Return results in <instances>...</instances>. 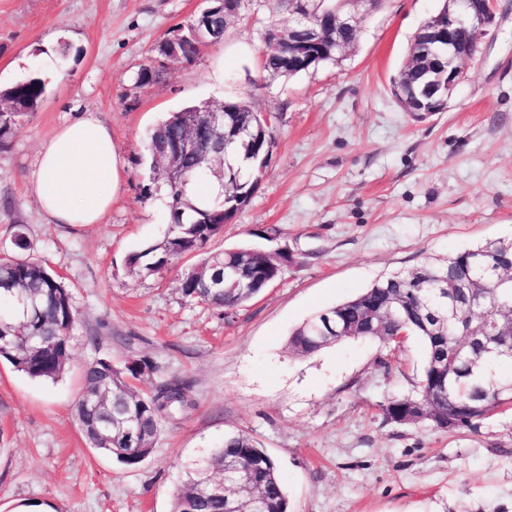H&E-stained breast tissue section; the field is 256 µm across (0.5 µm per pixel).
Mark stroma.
Here are the masks:
<instances>
[{"instance_id": "35a3bbf8", "label": "stroma", "mask_w": 512, "mask_h": 512, "mask_svg": "<svg viewBox=\"0 0 512 512\" xmlns=\"http://www.w3.org/2000/svg\"><path fill=\"white\" fill-rule=\"evenodd\" d=\"M441 0H382L344 57L260 81L266 0L221 44L161 78L133 75L199 0H0V89L30 75L46 95L0 149V257L23 225L30 257L61 273L79 313L71 359L38 381L0 359V512H171L195 461L226 435L250 433L276 460L291 512H512V409L448 433L400 425L379 408L412 394L424 351L346 340L308 356L288 348L303 321L386 273L489 240L512 239V0H497L495 34L465 66L444 111L415 120L392 94L415 33ZM70 54L58 55L61 43ZM247 101L274 117L276 146L255 193L206 249L287 247L281 279L232 312L186 302L182 273L198 254L150 276L128 256L167 229L166 192L151 180L145 135L188 103ZM96 113L123 161L100 223L48 224L30 180L37 152L62 126ZM278 229L264 242L263 232ZM144 356L157 377L191 385L194 405L163 426L128 468L90 447L76 417L83 368Z\"/></svg>"}]
</instances>
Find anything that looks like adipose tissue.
<instances>
[{"mask_svg":"<svg viewBox=\"0 0 512 512\" xmlns=\"http://www.w3.org/2000/svg\"><path fill=\"white\" fill-rule=\"evenodd\" d=\"M122 177L110 128L86 112L42 145L31 190L47 223L97 224Z\"/></svg>","mask_w":512,"mask_h":512,"instance_id":"ef3b65f1","label":"adipose tissue"}]
</instances>
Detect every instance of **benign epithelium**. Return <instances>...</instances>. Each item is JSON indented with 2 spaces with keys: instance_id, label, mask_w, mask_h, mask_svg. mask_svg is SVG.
Here are the masks:
<instances>
[{
  "instance_id": "1",
  "label": "benign epithelium",
  "mask_w": 512,
  "mask_h": 512,
  "mask_svg": "<svg viewBox=\"0 0 512 512\" xmlns=\"http://www.w3.org/2000/svg\"><path fill=\"white\" fill-rule=\"evenodd\" d=\"M208 5L189 26V34L193 39L207 43L215 35L213 20L224 18V24L238 19L241 15L243 0H206ZM288 13L292 15V24L286 28H275L264 37L268 48L278 55L283 69L295 73L319 64L330 56L331 48L340 54L350 45L330 39V33L341 29L360 32V19L356 6L368 4L375 6L377 0H337L336 10L324 7V0H289ZM496 0H480L479 7H473L472 0H444L440 12L426 19L414 37L416 41L425 42L426 46L434 45L437 50H428L425 55L417 58L409 56L408 61L423 69L428 80L424 81L420 92L409 91L400 82L393 84V94L405 109L419 116L444 110L448 98L456 85L463 79V64L473 58L480 49L481 43L490 34L495 21ZM310 32L304 41L296 39L298 30ZM467 35L470 49L460 50L457 34ZM218 120L216 113H211L209 126L201 127L197 123L190 124V134L178 142L166 159L168 183L177 185L182 181L183 169L179 158L184 153L193 152L204 156L212 153L224 157V139L212 135L211 127Z\"/></svg>"
}]
</instances>
